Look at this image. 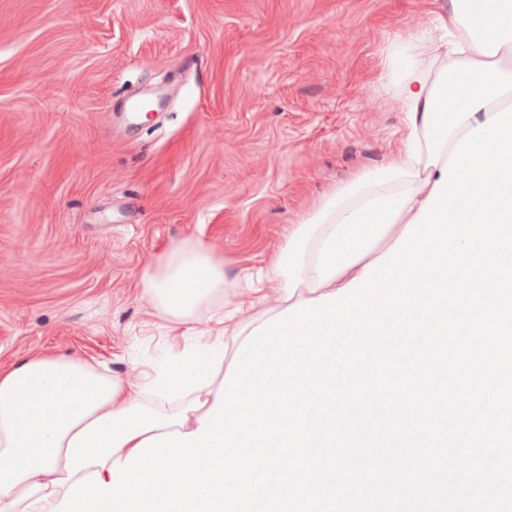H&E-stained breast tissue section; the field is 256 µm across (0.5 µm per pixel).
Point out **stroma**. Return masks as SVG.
Masks as SVG:
<instances>
[{
    "label": "stroma",
    "instance_id": "obj_1",
    "mask_svg": "<svg viewBox=\"0 0 512 512\" xmlns=\"http://www.w3.org/2000/svg\"><path fill=\"white\" fill-rule=\"evenodd\" d=\"M433 0H0V370L77 355L136 382L209 324L152 316L191 238L228 284L384 164L390 52ZM145 94L147 120L127 118Z\"/></svg>",
    "mask_w": 512,
    "mask_h": 512
}]
</instances>
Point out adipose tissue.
Here are the masks:
<instances>
[{
    "instance_id": "obj_1",
    "label": "adipose tissue",
    "mask_w": 512,
    "mask_h": 512,
    "mask_svg": "<svg viewBox=\"0 0 512 512\" xmlns=\"http://www.w3.org/2000/svg\"><path fill=\"white\" fill-rule=\"evenodd\" d=\"M439 36L410 34L411 53L390 86L406 112L398 146L357 175L303 223L292 225L273 265L276 308L244 320L225 312L224 264L182 240L139 276L155 315L177 325L213 312L217 329L170 346L161 366L129 382L75 357L34 354L0 372V512H53L74 482L99 473L155 435L192 433L215 405L239 346L294 304L337 292L398 242L443 176L456 143L512 105V0H448Z\"/></svg>"
}]
</instances>
